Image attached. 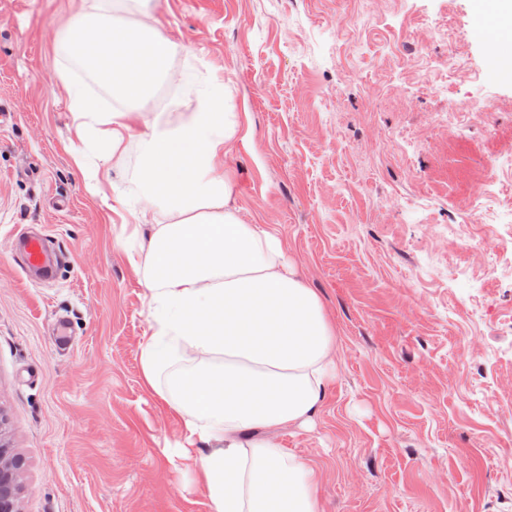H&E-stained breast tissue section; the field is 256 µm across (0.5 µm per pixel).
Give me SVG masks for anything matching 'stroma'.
Segmentation results:
<instances>
[{"label": "stroma", "mask_w": 512, "mask_h": 512, "mask_svg": "<svg viewBox=\"0 0 512 512\" xmlns=\"http://www.w3.org/2000/svg\"><path fill=\"white\" fill-rule=\"evenodd\" d=\"M82 0H0V446L19 512H210L143 379L133 129L97 193L73 161L58 33ZM178 43L149 115L223 81L241 133L230 204L271 224L335 318L338 374L309 429L323 512H512V35L494 0H158ZM59 254L30 282L18 234Z\"/></svg>", "instance_id": "stroma-1"}]
</instances>
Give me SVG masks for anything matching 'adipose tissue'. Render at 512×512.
<instances>
[{"label": "adipose tissue", "mask_w": 512, "mask_h": 512, "mask_svg": "<svg viewBox=\"0 0 512 512\" xmlns=\"http://www.w3.org/2000/svg\"><path fill=\"white\" fill-rule=\"evenodd\" d=\"M150 2L129 0L127 18L108 0H82L61 39L114 101L102 106L72 85L77 168L88 167L93 134L109 143L100 162H119L132 127L146 125L132 216L152 235L144 260L131 263L146 287L144 381L182 419L212 512H255L261 500L274 512H321L319 468L271 432L305 427L321 411L338 369L336 320L286 260L276 229L246 223L230 205L217 162L241 125L220 110L223 83L206 84L179 125L144 122L179 49L152 22ZM159 210L173 223H156Z\"/></svg>", "instance_id": "obj_1"}]
</instances>
